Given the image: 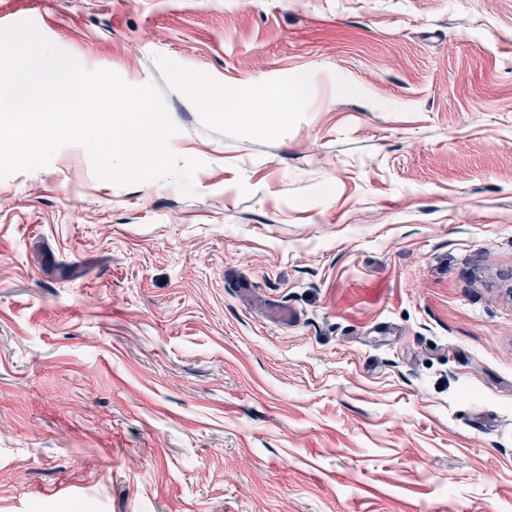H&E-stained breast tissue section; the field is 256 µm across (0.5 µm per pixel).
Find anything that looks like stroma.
Wrapping results in <instances>:
<instances>
[{
	"mask_svg": "<svg viewBox=\"0 0 512 512\" xmlns=\"http://www.w3.org/2000/svg\"><path fill=\"white\" fill-rule=\"evenodd\" d=\"M22 20L157 83L203 166L120 187L69 144L0 180V512H512V0ZM189 89L210 112H221L225 118L232 121L247 119V113H242L237 109L233 94L224 90V86L191 84Z\"/></svg>",
	"mask_w": 512,
	"mask_h": 512,
	"instance_id": "obj_1",
	"label": "stroma"
}]
</instances>
